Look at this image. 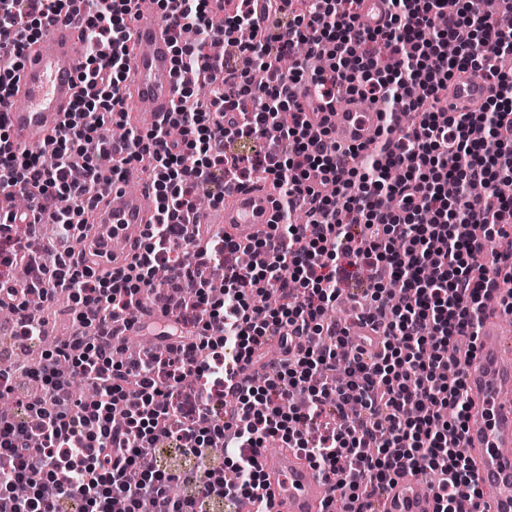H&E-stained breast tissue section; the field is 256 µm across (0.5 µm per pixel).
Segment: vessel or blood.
I'll use <instances>...</instances> for the list:
<instances>
[{
	"label": "vessel or blood",
	"instance_id": "obj_1",
	"mask_svg": "<svg viewBox=\"0 0 512 512\" xmlns=\"http://www.w3.org/2000/svg\"><path fill=\"white\" fill-rule=\"evenodd\" d=\"M134 12L133 53L124 92L149 103V110L137 119L138 125L148 130L170 111L175 97L176 85L170 76L172 43L155 0H136ZM387 16V0H363L360 23L364 29L383 28ZM79 31L77 18L54 21L28 51L19 72L18 91L0 106L8 115L16 146L38 144L52 134L79 94ZM489 94L480 79L467 72L457 74L448 87V109L473 111ZM311 120L331 125L337 142L346 147H371L379 126L377 112L357 104L312 114ZM153 213L152 191L132 192L121 182H113L99 214L94 249L107 254L115 241L140 238ZM274 213L275 197L267 187L235 186L225 192L223 205L200 212L197 221L255 232L267 230ZM479 336L480 351L466 368L477 414L463 446L476 461L481 483L492 493L487 512H512V353L501 343V309L496 301L487 303ZM258 461L268 477L266 491L274 501V512H322L336 497L334 477L311 468L294 451L264 448ZM383 502L386 512H434L436 506L432 489L425 487L419 473L396 478Z\"/></svg>",
	"mask_w": 512,
	"mask_h": 512
}]
</instances>
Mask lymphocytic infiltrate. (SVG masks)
<instances>
[{"label": "lymphocytic infiltrate", "instance_id": "lymphocytic-infiltrate-1", "mask_svg": "<svg viewBox=\"0 0 512 512\" xmlns=\"http://www.w3.org/2000/svg\"><path fill=\"white\" fill-rule=\"evenodd\" d=\"M264 2L276 32L240 45L252 0H238L218 26L210 0H157L177 46L176 97L156 127L115 144L99 131L124 116L134 0H0V103L27 44L76 12L91 40L77 80L98 96L73 102L47 156L15 147L0 111V265L36 264L28 288L0 281V306L21 308L30 289L48 305L64 289L78 326L47 351L32 387L7 389L16 411L0 417V497L11 512H64L72 500L82 512H208L216 500L268 512L256 451L272 438L332 474L346 512H379L405 472L435 475V512H480L477 469L461 449L473 407L464 368L486 300L512 282V143L493 136L512 124V71L499 65L512 50V28L499 23L512 0H499L495 15L482 0H387L379 31L360 28L361 0ZM222 38L235 50L213 56ZM299 45L303 57L281 72L279 58ZM466 71L494 93L479 111L454 114L440 91ZM350 95L378 105L384 122L371 150L342 155L308 115ZM143 160L155 220L132 264L98 272L74 245L90 236L105 189ZM392 168L399 182L388 181ZM228 176L279 188L272 237L234 240L193 223L197 198L222 203ZM20 193L55 224L51 241L15 236L29 217L14 204ZM495 241L490 265L476 264ZM160 255L169 287L191 288L196 306L158 333L157 352L119 363L117 324L155 291ZM215 276L218 300L208 294ZM362 276L354 300L382 327L370 355L326 318ZM272 290L289 295L288 306L256 304ZM271 335L281 338L278 368L237 382L226 352L263 358ZM297 337L306 345L294 347ZM190 375L222 382L226 401L220 416L198 402L185 434L194 490L176 496L177 475L154 453L177 421L167 391ZM78 377L92 402L75 396Z\"/></svg>", "mask_w": 512, "mask_h": 512}]
</instances>
